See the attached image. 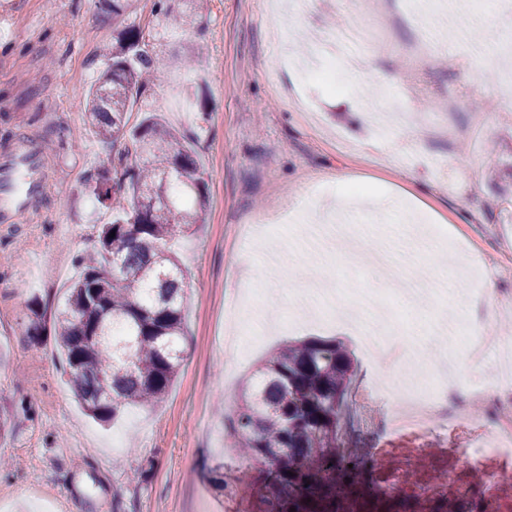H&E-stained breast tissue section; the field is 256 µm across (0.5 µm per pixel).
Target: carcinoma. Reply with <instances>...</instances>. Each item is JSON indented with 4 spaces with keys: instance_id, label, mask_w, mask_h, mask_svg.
Segmentation results:
<instances>
[{
    "instance_id": "cac0c4a2",
    "label": "carcinoma",
    "mask_w": 512,
    "mask_h": 512,
    "mask_svg": "<svg viewBox=\"0 0 512 512\" xmlns=\"http://www.w3.org/2000/svg\"><path fill=\"white\" fill-rule=\"evenodd\" d=\"M150 37L126 27L89 92L93 133L121 146L123 173L113 183L100 169L86 181L97 202H110L113 218L101 225L94 251L79 259L81 272L53 318L71 388L102 423L128 405L161 401L179 374L187 295L172 242L203 223L207 204L203 172L184 138L153 115L128 123L134 96L165 66ZM163 182L169 204L141 208L144 192ZM28 310V332L43 335L45 314L35 301ZM116 325L126 332L122 346L111 337ZM353 365L340 343H290L269 357L249 396L226 417L233 451L266 465L254 512H345L347 500L358 512H401L399 499L376 493L374 481L357 479V466L341 462Z\"/></svg>"
}]
</instances>
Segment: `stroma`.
I'll return each mask as SVG.
<instances>
[{
  "label": "stroma",
  "instance_id": "1",
  "mask_svg": "<svg viewBox=\"0 0 512 512\" xmlns=\"http://www.w3.org/2000/svg\"><path fill=\"white\" fill-rule=\"evenodd\" d=\"M0 23V157L19 139L44 147L46 191L36 209L0 224V405L16 413L0 436V512H224V494L211 476L233 474L239 461L227 448L224 419L242 402L246 381L273 350L309 337L335 339L353 350L356 383L376 388L373 408L387 415L388 382L409 387L417 370L459 356L443 332L461 319L493 322L512 336V314L493 317V297L512 292V111L500 108L498 64L484 55L489 43L512 35V18L495 0H473L446 13L397 17L382 39L344 41L363 13L388 14L390 0H315L311 9L277 12L266 0H177L185 13L174 26L153 0H132L112 19L94 0H11ZM150 30L154 47L170 61L152 89L138 96L132 117L161 113L185 134L207 187L205 221L175 241L188 271L184 361L163 400L128 409L103 426L86 415L69 383L52 337L27 334V306L38 301L53 316L66 297L59 268L77 269L92 251L112 209L94 201L84 182L113 168L116 151L87 123V92L104 68L102 53L123 28ZM335 35L336 55L362 57L361 76L338 91L326 79L299 83L284 57L302 58ZM192 69L182 59L194 46ZM424 56L410 68L402 47ZM392 84L381 88L382 76ZM374 98L398 99L406 126L374 135L362 109ZM410 155L405 167L391 153ZM452 158L435 169L428 158ZM372 193H404L412 205L437 214L433 229L451 238L441 251H416L410 234L394 241L409 279L373 264L367 250L323 254L296 239L299 220L254 225L253 237L280 242L284 259L270 267L242 225L285 200L291 206L346 207L350 185ZM323 265L342 294L330 320L300 317L307 270ZM420 284L411 307L400 310L406 333L427 326L422 352L393 339L382 359L360 349L353 324L358 301L391 308L393 289ZM258 295L265 340L237 356L224 350L226 311L239 290Z\"/></svg>",
  "mask_w": 512,
  "mask_h": 512
}]
</instances>
